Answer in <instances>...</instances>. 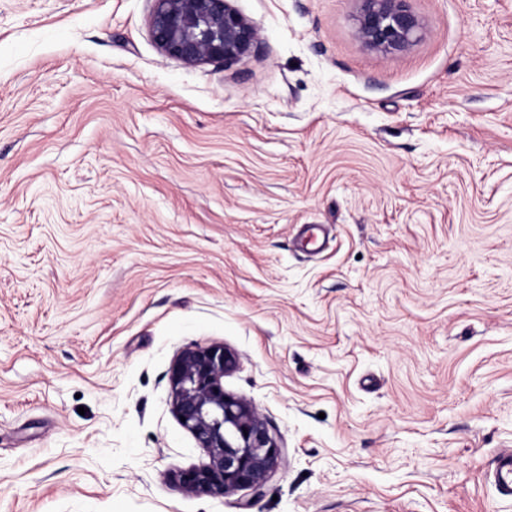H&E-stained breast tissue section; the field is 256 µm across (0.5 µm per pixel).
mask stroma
<instances>
[{
    "label": "stroma",
    "mask_w": 512,
    "mask_h": 512,
    "mask_svg": "<svg viewBox=\"0 0 512 512\" xmlns=\"http://www.w3.org/2000/svg\"><path fill=\"white\" fill-rule=\"evenodd\" d=\"M229 66L152 0H0V512H512V0H235ZM282 449L261 493L173 408L188 347ZM149 32L158 49L185 65L231 64L259 40L233 0H153ZM355 34L364 47L382 54L406 51L420 37L423 24L410 0H355ZM494 480L502 495L512 497V448L498 453Z\"/></svg>",
    "instance_id": "stroma-1"
}]
</instances>
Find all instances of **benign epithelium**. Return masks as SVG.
Returning <instances> with one entry per match:
<instances>
[{
  "label": "benign epithelium",
  "mask_w": 512,
  "mask_h": 512,
  "mask_svg": "<svg viewBox=\"0 0 512 512\" xmlns=\"http://www.w3.org/2000/svg\"><path fill=\"white\" fill-rule=\"evenodd\" d=\"M149 32L158 49L185 65L231 64L259 40L256 26L233 0H153ZM355 34L382 54L407 50L423 24L409 0H356ZM236 355L220 346L184 349L170 371L173 403L182 426L208 451L210 461L179 471L185 490L226 497L240 489L260 490L276 471L282 448L259 409L224 391V376Z\"/></svg>",
  "instance_id": "benign-epithelium-1"
}]
</instances>
